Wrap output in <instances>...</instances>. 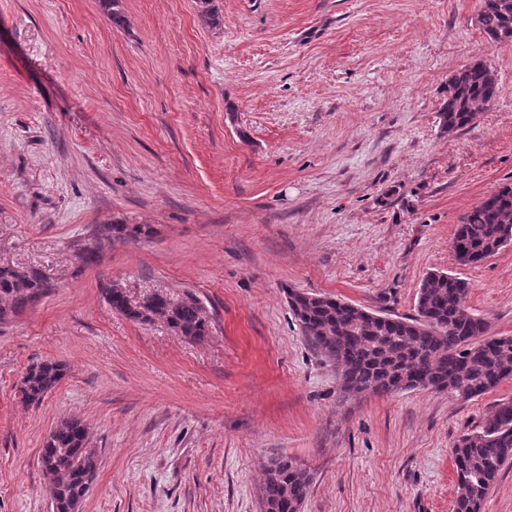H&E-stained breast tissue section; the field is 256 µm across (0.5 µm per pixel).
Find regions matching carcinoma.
<instances>
[{
    "label": "carcinoma",
    "instance_id": "1",
    "mask_svg": "<svg viewBox=\"0 0 512 512\" xmlns=\"http://www.w3.org/2000/svg\"><path fill=\"white\" fill-rule=\"evenodd\" d=\"M478 21L494 43L512 42V0H481ZM499 94L491 69L476 62L448 81L439 112L440 128L457 132L472 124ZM512 229V185L485 197L462 218L453 249L480 263L495 255ZM152 234L148 224L116 221L97 227L93 242L80 251L82 264L98 261L103 242L138 240ZM470 284L445 272H430L417 292L416 315L379 321L371 312L338 298L288 290V307L304 336L334 365L348 395L425 389L448 391L466 401L512 379V336L489 337L486 319L466 306ZM50 290L38 267L0 265V323L24 312ZM109 307L141 324L165 323L191 342L210 336V319L191 292L174 299L152 293L130 301L123 289H103ZM65 376L54 360L31 364L18 392L27 405H39ZM458 512H479L503 466L512 463V400H501L479 429L454 449ZM39 465L52 489L53 512H72L97 476L98 453L79 418L60 421L46 436ZM311 476L290 457H276L265 467L262 501L267 512H297L305 502Z\"/></svg>",
    "mask_w": 512,
    "mask_h": 512
}]
</instances>
